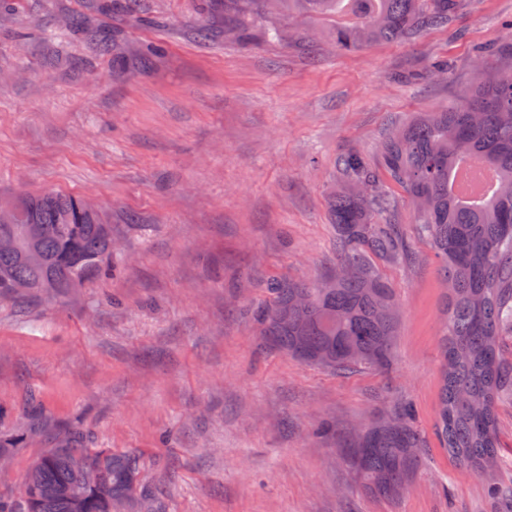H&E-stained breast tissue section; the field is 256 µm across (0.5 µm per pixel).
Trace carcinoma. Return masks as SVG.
Returning a JSON list of instances; mask_svg holds the SVG:
<instances>
[{
    "label": "carcinoma",
    "instance_id": "obj_1",
    "mask_svg": "<svg viewBox=\"0 0 512 512\" xmlns=\"http://www.w3.org/2000/svg\"><path fill=\"white\" fill-rule=\"evenodd\" d=\"M265 0H224V37L250 39L238 19L257 16ZM300 8L336 17V45L354 49L374 41L416 37L446 27L457 0H288ZM92 14L65 19L63 31H78L102 54L113 51ZM480 80L447 108L426 112L392 130L380 146L387 182L358 152L336 163L341 186L331 198L341 252L337 269L356 274L334 288L286 277L269 280L265 299L252 311L271 347L321 368L384 370L391 365L400 317L393 289L375 264L400 249L394 223L398 187L413 206L415 221L439 260L444 289L439 336L435 435L458 466L484 481L493 497L505 493L497 481L498 409L512 402V45L484 52ZM491 171L489 193L466 188L478 172ZM30 224L40 227V261L22 255ZM11 230L21 250L0 251V298L16 299L19 279L55 276L61 292L112 273L107 237L112 225L96 223L82 197L43 193L28 197ZM354 440L350 456L357 477L387 497L403 495L419 465L422 444L410 408L392 414ZM19 495L0 497V512H72L65 490L78 488L83 512H166L141 475L140 457L130 451L90 448L78 427L66 429L35 458ZM93 471L112 497L83 484ZM45 486L60 489L41 495ZM512 496V490L506 492Z\"/></svg>",
    "mask_w": 512,
    "mask_h": 512
}]
</instances>
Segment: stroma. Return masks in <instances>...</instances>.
I'll list each match as a JSON object with an SVG mask.
<instances>
[{"mask_svg": "<svg viewBox=\"0 0 512 512\" xmlns=\"http://www.w3.org/2000/svg\"><path fill=\"white\" fill-rule=\"evenodd\" d=\"M87 5L14 0L0 18V197L87 196L115 244L112 277L0 299V407L27 439L0 495H18L52 434L77 425L92 447L139 454L166 512H507L438 445L443 289L409 203L403 251L380 265L401 309L389 369L303 363L266 346L249 310L270 277L336 268L337 157L379 165L392 129L473 85L512 0H461L447 27L348 52L286 0L249 20L246 43L197 37L224 24L205 0H116L94 17L116 36L111 57L60 33ZM438 61L447 79L430 77ZM403 403L423 457L387 499L355 477L348 447Z\"/></svg>", "mask_w": 512, "mask_h": 512, "instance_id": "1", "label": "stroma"}]
</instances>
